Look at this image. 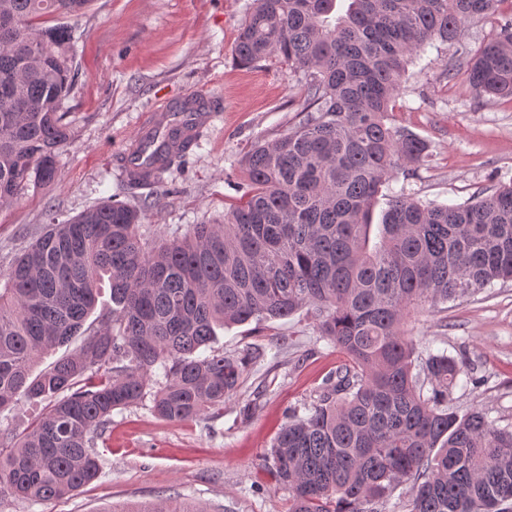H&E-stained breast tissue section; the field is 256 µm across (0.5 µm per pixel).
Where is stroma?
Masks as SVG:
<instances>
[{"mask_svg": "<svg viewBox=\"0 0 512 512\" xmlns=\"http://www.w3.org/2000/svg\"><path fill=\"white\" fill-rule=\"evenodd\" d=\"M248 0H93L79 21L72 53L78 80L66 101L72 139L58 157L59 178L29 186L0 207V272L43 230L111 197L133 202L122 162L136 129L167 101L205 91L218 110L188 167L162 175L167 194L140 231L161 241L194 224L222 219L242 192L238 164L259 142L285 133L302 87L277 56L250 66L234 58ZM498 15L465 23L454 45L428 46L408 69L389 122L429 145L418 166L397 171L375 213L406 191L436 204L488 195L493 180H512V101L489 102L470 87L465 63L492 37ZM456 62L447 73L448 62ZM405 329L419 356L447 352L475 386L455 388L449 405L477 409L512 425V281L424 309ZM214 349H259L221 415L169 422L151 400L114 411L95 441L98 479L72 496L31 505L0 495V512H108L115 504L182 496L208 512H288L287 490L265 470V455L292 412H303L344 362L322 338L310 308L289 318L233 325Z\"/></svg>", "mask_w": 512, "mask_h": 512, "instance_id": "1", "label": "stroma"}]
</instances>
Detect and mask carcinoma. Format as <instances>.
<instances>
[{
    "label": "carcinoma",
    "mask_w": 512,
    "mask_h": 512,
    "mask_svg": "<svg viewBox=\"0 0 512 512\" xmlns=\"http://www.w3.org/2000/svg\"><path fill=\"white\" fill-rule=\"evenodd\" d=\"M252 0L234 46L252 65L280 56L304 81L299 121L241 160L243 195L219 224H194L151 246L139 233L159 208L113 201L43 234L0 273V414L46 400L21 439L0 430V494L30 502L71 495L100 474L94 438L112 412L152 398L185 422L224 409L259 357L211 349L216 328L315 310L346 357L303 416L282 427L267 462L288 512H378L411 485L409 512H512V426L448 406L461 369L447 353L418 361L403 326L426 304L512 280V182L458 205L392 196L370 242V210L392 173L428 144L388 124L408 68L451 45L463 23L503 15L466 62L481 98H512L509 0ZM91 0H0V206L56 181L70 142L63 111L78 78L70 55ZM59 14L73 24L42 28ZM198 135L158 148L129 178L153 186ZM112 308L86 325L103 282ZM79 351L38 375L37 359L78 335ZM164 382L151 389L155 372ZM110 512H207L165 499Z\"/></svg>",
    "instance_id": "1"
}]
</instances>
